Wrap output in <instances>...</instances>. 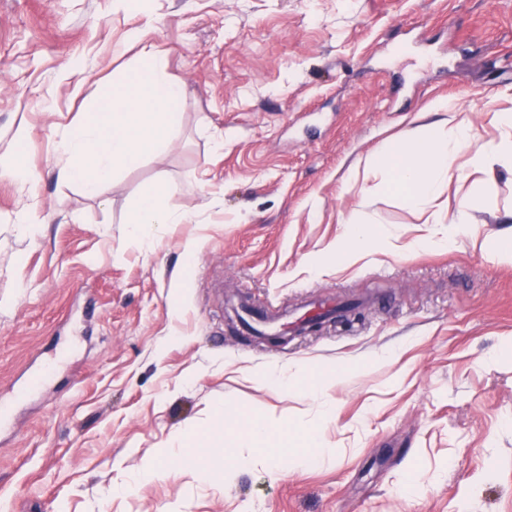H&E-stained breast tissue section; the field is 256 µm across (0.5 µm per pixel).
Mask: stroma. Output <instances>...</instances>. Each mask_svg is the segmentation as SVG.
Masks as SVG:
<instances>
[{"instance_id":"1","label":"stroma","mask_w":512,"mask_h":512,"mask_svg":"<svg viewBox=\"0 0 512 512\" xmlns=\"http://www.w3.org/2000/svg\"><path fill=\"white\" fill-rule=\"evenodd\" d=\"M134 28L184 90L180 123L90 196L57 178L55 145L132 73L138 47L113 49ZM443 101L469 149L512 137V0H0V163L30 173L0 176V393L77 342L0 428V512H512V264L489 253L512 233V162L444 188L478 229L454 237L398 188L365 192L358 165ZM159 182L197 221L148 252L126 220ZM355 210L398 246L339 267L328 248ZM232 296L375 302L270 345L237 331ZM295 364L361 368L330 390L334 422L262 387ZM249 409L326 455L244 466Z\"/></svg>"}]
</instances>
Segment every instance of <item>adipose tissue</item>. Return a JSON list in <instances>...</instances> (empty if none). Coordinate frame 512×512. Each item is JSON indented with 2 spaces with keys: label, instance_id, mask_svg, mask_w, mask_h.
I'll return each instance as SVG.
<instances>
[{
  "label": "adipose tissue",
  "instance_id": "obj_1",
  "mask_svg": "<svg viewBox=\"0 0 512 512\" xmlns=\"http://www.w3.org/2000/svg\"><path fill=\"white\" fill-rule=\"evenodd\" d=\"M157 55L155 46H144L141 62L149 70L148 79L126 78L113 83L101 96L91 121L71 127L60 137L56 147L60 180L78 182L93 194L115 172L135 165L146 149L160 151L168 145L179 123L183 90L160 72ZM441 111V118L420 123L411 137L385 143L366 160L367 166L390 174L405 190L409 204L417 208L440 197L444 185L455 175L458 153L469 138L467 125L458 120L452 107L442 105ZM170 193L168 185L149 186L127 218L131 233L146 248H154L165 225L196 221L193 214L169 207ZM372 241V232L353 214L347 218L345 232L332 254L337 263H348L365 255ZM353 376L345 367L334 369L327 377L294 365L266 373L262 383L270 390L318 402L324 419L329 420L334 416L328 400L330 383L345 382ZM274 428V423L263 417H249L242 438L257 445L256 461L275 467L312 462L311 454L297 448L262 447V439Z\"/></svg>",
  "mask_w": 512,
  "mask_h": 512
}]
</instances>
